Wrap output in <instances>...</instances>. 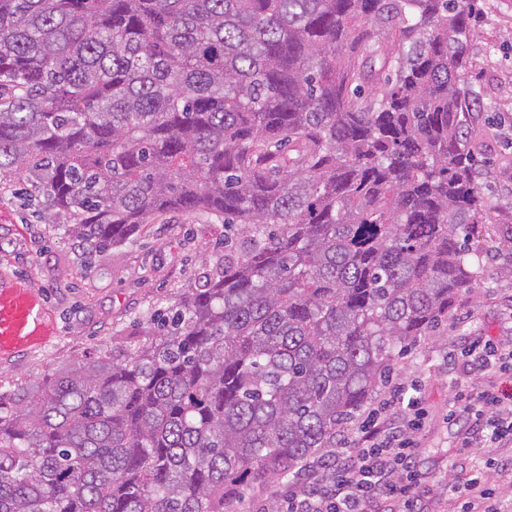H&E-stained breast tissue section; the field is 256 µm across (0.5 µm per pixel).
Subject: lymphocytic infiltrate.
Listing matches in <instances>:
<instances>
[{"label":"lymphocytic infiltrate","mask_w":512,"mask_h":512,"mask_svg":"<svg viewBox=\"0 0 512 512\" xmlns=\"http://www.w3.org/2000/svg\"><path fill=\"white\" fill-rule=\"evenodd\" d=\"M468 365L480 374H512V347L479 336L465 350ZM407 408L400 424L392 411ZM425 410L418 397L400 387L382 399L369 420L340 437L328 457L309 465L294 482L281 512H368L377 500L393 501L402 512H422L426 477L417 461L415 431ZM448 421L463 435V447L512 444V391L494 382L467 385L448 405Z\"/></svg>","instance_id":"1"}]
</instances>
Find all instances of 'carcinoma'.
<instances>
[{"instance_id": "obj_1", "label": "carcinoma", "mask_w": 512, "mask_h": 512, "mask_svg": "<svg viewBox=\"0 0 512 512\" xmlns=\"http://www.w3.org/2000/svg\"><path fill=\"white\" fill-rule=\"evenodd\" d=\"M477 0H0V179L81 265L224 225L148 346L0 391V512H229L440 332L483 259Z\"/></svg>"}]
</instances>
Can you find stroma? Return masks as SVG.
Returning <instances> with one entry per match:
<instances>
[{"instance_id":"1","label":"stroma","mask_w":512,"mask_h":512,"mask_svg":"<svg viewBox=\"0 0 512 512\" xmlns=\"http://www.w3.org/2000/svg\"><path fill=\"white\" fill-rule=\"evenodd\" d=\"M469 88L485 103L472 121L486 136L477 159L493 224L512 225V0H479ZM221 224L173 212L127 246L80 267L64 230L46 224L21 192L0 193V384L40 380L76 357L125 351L145 328L147 308L167 309L205 270ZM472 336L512 345V276L487 263L482 283L459 297L444 336L422 338L395 360L394 382L415 387L426 410L418 463L428 475L427 512H456V482L492 457L490 479L512 502V447L465 448L447 422L463 378L459 355Z\"/></svg>"}]
</instances>
